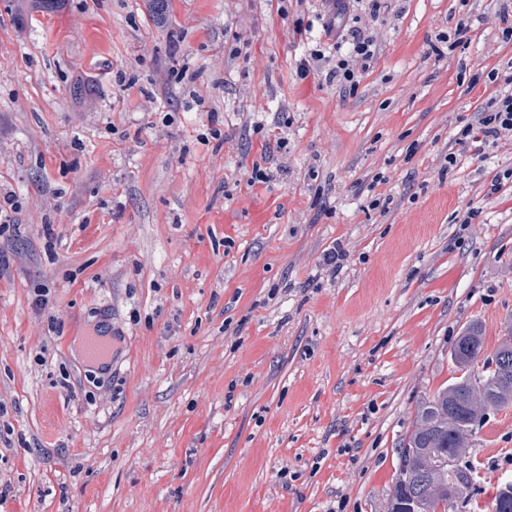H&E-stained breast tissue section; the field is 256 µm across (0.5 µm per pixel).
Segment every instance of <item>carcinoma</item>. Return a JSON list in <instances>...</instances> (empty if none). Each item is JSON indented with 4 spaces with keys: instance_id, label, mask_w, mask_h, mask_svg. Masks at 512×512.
<instances>
[{
    "instance_id": "1",
    "label": "carcinoma",
    "mask_w": 512,
    "mask_h": 512,
    "mask_svg": "<svg viewBox=\"0 0 512 512\" xmlns=\"http://www.w3.org/2000/svg\"><path fill=\"white\" fill-rule=\"evenodd\" d=\"M452 363L461 376L452 377L448 386L416 409L412 430L403 438L398 451L397 475L408 473V491L419 500L443 512H454L457 499L478 478L477 467H460L470 437L483 425L487 411L512 406V339L505 341L491 356H484L483 336L478 325L468 326L457 337ZM455 450L451 467H443L440 455ZM455 493L438 503L442 485ZM493 512H512V483L501 486L492 501Z\"/></svg>"
}]
</instances>
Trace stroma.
Wrapping results in <instances>:
<instances>
[{
	"label": "stroma",
	"mask_w": 512,
	"mask_h": 512,
	"mask_svg": "<svg viewBox=\"0 0 512 512\" xmlns=\"http://www.w3.org/2000/svg\"><path fill=\"white\" fill-rule=\"evenodd\" d=\"M502 4L360 11L380 50L349 91L298 70L335 53L320 0H0V512H385L462 328L512 336V134L455 142L499 90L471 76L512 69ZM101 326L105 370L73 353ZM467 457L459 512H492L512 407ZM471 28V17L470 15L466 14L457 20L452 34H448L447 32L445 33L444 31H441L436 35V39L440 43H448L450 42L452 35L453 41L450 43L449 47L452 49L459 47L460 45L464 47L468 42L466 36Z\"/></svg>",
	"instance_id": "35a3bbf8"
}]
</instances>
